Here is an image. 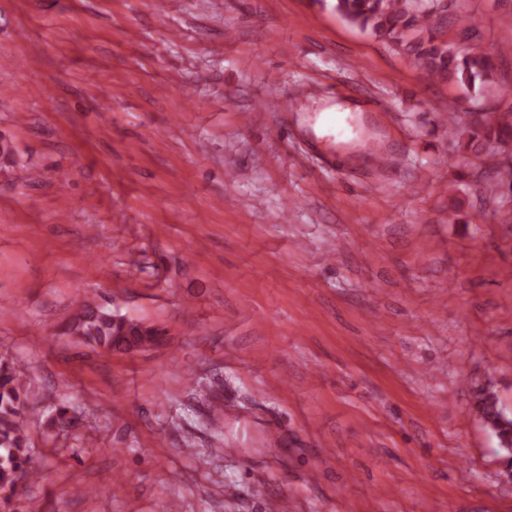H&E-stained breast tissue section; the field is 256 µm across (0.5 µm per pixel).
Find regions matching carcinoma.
<instances>
[{
	"mask_svg": "<svg viewBox=\"0 0 512 512\" xmlns=\"http://www.w3.org/2000/svg\"><path fill=\"white\" fill-rule=\"evenodd\" d=\"M436 0H336L335 9L349 22L368 30L411 55L420 70L431 78L448 79L470 92L494 80L491 50L484 47H448L439 39ZM460 137L459 150L479 159H492L499 181L512 190V166L497 160L491 148L496 142L512 140V114L500 113L493 121L470 117L452 121ZM69 330L89 342L110 350L131 351L155 341L154 330L141 323L114 315L90 301L80 305ZM475 413L483 426L494 433L504 449L512 451V416L488 387L475 390ZM31 405L23 368L8 359L0 360V493L9 507L18 484L37 479L26 448V421Z\"/></svg>",
	"mask_w": 512,
	"mask_h": 512,
	"instance_id": "carcinoma-1",
	"label": "carcinoma"
}]
</instances>
